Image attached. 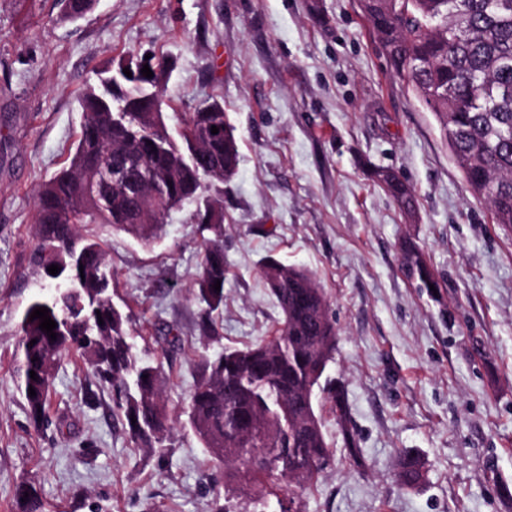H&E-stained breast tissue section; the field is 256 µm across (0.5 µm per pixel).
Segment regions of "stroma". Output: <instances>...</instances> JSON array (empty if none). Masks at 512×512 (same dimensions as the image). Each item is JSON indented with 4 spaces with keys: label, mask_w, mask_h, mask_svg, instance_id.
Returning <instances> with one entry per match:
<instances>
[{
    "label": "stroma",
    "mask_w": 512,
    "mask_h": 512,
    "mask_svg": "<svg viewBox=\"0 0 512 512\" xmlns=\"http://www.w3.org/2000/svg\"><path fill=\"white\" fill-rule=\"evenodd\" d=\"M58 0H0V512L33 485L45 512H252L264 487L226 480L189 425L199 354L272 335L279 308L260 277L274 256L308 271L336 323L327 372L346 425L316 402L330 445L307 489L280 484L294 512H512V229L494 223L453 163L441 126L395 77L355 0H98L59 21ZM152 53L168 124L218 97L241 161L224 186V308L198 330L193 296L203 235L172 212L146 246L104 224L112 300L126 306L139 354L161 364L169 448L130 441L85 361L61 358L48 426L18 388L20 321L42 280L29 264L35 194L68 163L79 93L110 59ZM395 169L414 194L401 210L372 179ZM437 293L417 287L405 249ZM179 327L168 351L166 325ZM357 456H350L344 433ZM415 450L424 479H398Z\"/></svg>",
    "instance_id": "35a3bbf8"
}]
</instances>
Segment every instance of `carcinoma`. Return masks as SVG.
Wrapping results in <instances>:
<instances>
[{
  "instance_id": "cac0c4a2",
  "label": "carcinoma",
  "mask_w": 512,
  "mask_h": 512,
  "mask_svg": "<svg viewBox=\"0 0 512 512\" xmlns=\"http://www.w3.org/2000/svg\"><path fill=\"white\" fill-rule=\"evenodd\" d=\"M62 21L91 12L97 0H59ZM501 0H362L392 71L438 118L451 158L471 193L488 205L493 222L512 228V6ZM124 63L98 74L79 95L84 117L68 165L35 196V245L30 264L47 274L52 292L34 296L21 323L19 389L34 427L47 418L53 378L64 352H81L92 376L111 390L113 407L132 442L166 453L168 412L160 367L138 357L128 316L112 302V269L101 240L81 234L82 224H107L145 245L164 221L187 206L211 233L193 284L205 304L203 336L217 333L212 313L224 306V182L240 163L239 146L224 104L211 99L185 114L172 131L165 113L127 95ZM123 105L126 112L113 111ZM219 128L216 134L211 127ZM372 177L398 206L413 205L410 187L389 168ZM260 274L277 307L281 327L244 349L203 356L204 370L189 403V422L228 479L279 476L312 484L329 456L315 401L322 388L338 421L346 414L342 391L321 379L332 359L336 327L323 290L304 269L267 257ZM57 323L49 338L30 319L39 308ZM35 344H30L31 340ZM35 371L37 379L30 378ZM148 378H143V375ZM36 395L29 396V388ZM398 478H423L419 456L405 450ZM20 512H43L35 487L16 496Z\"/></svg>"
}]
</instances>
